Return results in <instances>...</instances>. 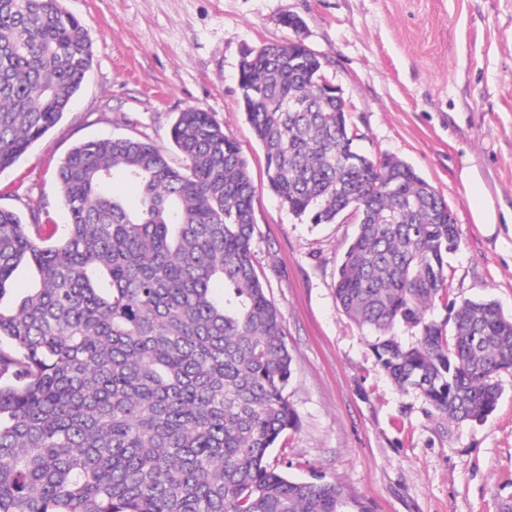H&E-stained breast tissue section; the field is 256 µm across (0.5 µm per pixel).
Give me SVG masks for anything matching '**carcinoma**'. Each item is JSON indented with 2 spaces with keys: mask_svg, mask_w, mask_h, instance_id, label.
I'll return each instance as SVG.
<instances>
[{
  "mask_svg": "<svg viewBox=\"0 0 512 512\" xmlns=\"http://www.w3.org/2000/svg\"><path fill=\"white\" fill-rule=\"evenodd\" d=\"M92 59L60 0H0V170L62 119ZM321 70L300 40L240 63L268 187L313 224L358 213L339 308L380 333L400 391L482 421L512 370V314L465 300L449 338L427 318L460 243L453 214L409 163L355 150ZM170 136L180 167L140 138L74 145L57 169L59 232L0 208V512H348L336 484L268 461L297 416L281 315L252 262L246 161L202 109L180 112ZM118 175L140 185L138 209L112 192ZM22 269L33 287L13 297Z\"/></svg>",
  "mask_w": 512,
  "mask_h": 512,
  "instance_id": "carcinoma-1",
  "label": "carcinoma"
}]
</instances>
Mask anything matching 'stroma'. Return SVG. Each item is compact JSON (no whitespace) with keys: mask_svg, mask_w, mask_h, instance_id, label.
<instances>
[{"mask_svg":"<svg viewBox=\"0 0 512 512\" xmlns=\"http://www.w3.org/2000/svg\"><path fill=\"white\" fill-rule=\"evenodd\" d=\"M85 24L93 60L70 109L0 173V208L48 223L69 216L57 165L82 141L149 139L181 166L169 130L179 112H210L235 139L257 187L252 261L283 321L298 416L269 453L288 476L318 473L367 512H512V372L496 410L456 422L380 368L375 336L336 304L352 221L313 224L268 187L263 150L238 89L243 54L300 37L348 107L355 148L395 156L444 197L460 230L448 298L495 300L512 314V229L474 224L463 167L500 218L512 215V0H61ZM302 20L300 32L282 24Z\"/></svg>","mask_w":512,"mask_h":512,"instance_id":"1","label":"stroma"}]
</instances>
